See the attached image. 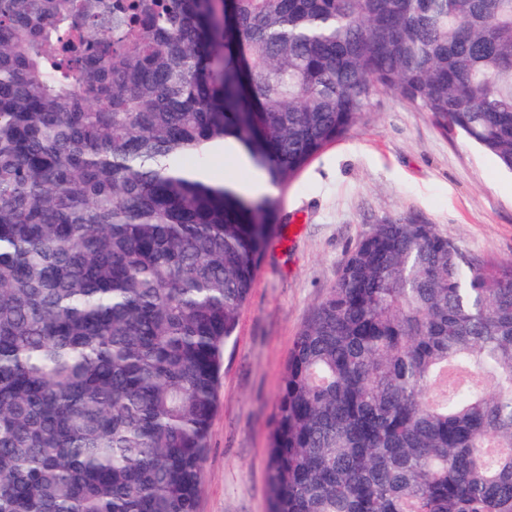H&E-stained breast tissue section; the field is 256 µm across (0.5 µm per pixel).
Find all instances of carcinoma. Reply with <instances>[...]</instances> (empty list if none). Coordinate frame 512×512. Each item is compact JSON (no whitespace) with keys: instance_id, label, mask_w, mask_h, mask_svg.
<instances>
[{"instance_id":"cac0c4a2","label":"carcinoma","mask_w":512,"mask_h":512,"mask_svg":"<svg viewBox=\"0 0 512 512\" xmlns=\"http://www.w3.org/2000/svg\"><path fill=\"white\" fill-rule=\"evenodd\" d=\"M381 89L512 170V0H0V512H197L274 200ZM272 512H512V260L372 225L284 367ZM228 144L229 146H225L224 151H221L224 157H214L211 160L210 165L217 174L234 177L238 174L237 170L233 168V165L229 160H225L224 158L232 159L235 163L240 165H248L249 161L246 155L231 139L228 140Z\"/></svg>"}]
</instances>
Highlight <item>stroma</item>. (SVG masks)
<instances>
[{
  "mask_svg": "<svg viewBox=\"0 0 512 512\" xmlns=\"http://www.w3.org/2000/svg\"><path fill=\"white\" fill-rule=\"evenodd\" d=\"M275 199L278 234L224 352L198 512H271V422L289 350L374 222L403 216L476 258H512V173L394 90Z\"/></svg>",
  "mask_w": 512,
  "mask_h": 512,
  "instance_id": "35a3bbf8",
  "label": "stroma"
}]
</instances>
